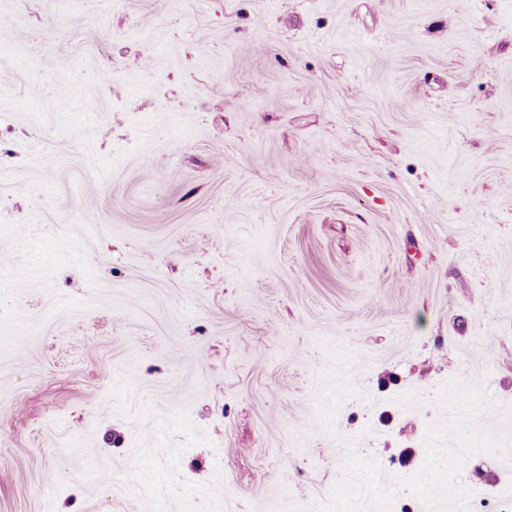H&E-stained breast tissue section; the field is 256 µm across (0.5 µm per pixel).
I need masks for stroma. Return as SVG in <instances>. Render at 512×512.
<instances>
[{"label":"stroma","mask_w":512,"mask_h":512,"mask_svg":"<svg viewBox=\"0 0 512 512\" xmlns=\"http://www.w3.org/2000/svg\"><path fill=\"white\" fill-rule=\"evenodd\" d=\"M512 512V0H0V512Z\"/></svg>","instance_id":"obj_1"}]
</instances>
